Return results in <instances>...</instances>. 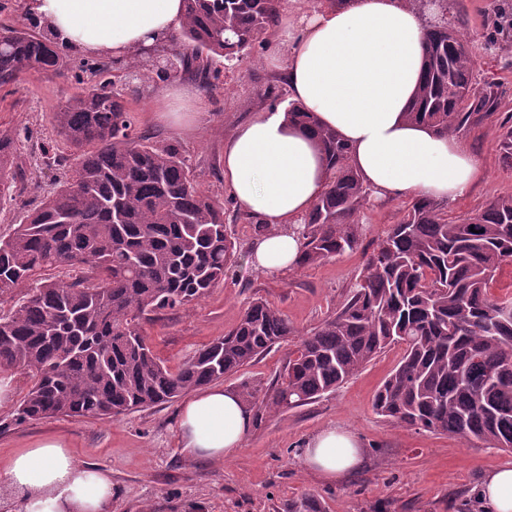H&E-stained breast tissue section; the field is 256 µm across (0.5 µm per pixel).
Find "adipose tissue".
<instances>
[{
	"instance_id": "obj_1",
	"label": "adipose tissue",
	"mask_w": 512,
	"mask_h": 512,
	"mask_svg": "<svg viewBox=\"0 0 512 512\" xmlns=\"http://www.w3.org/2000/svg\"><path fill=\"white\" fill-rule=\"evenodd\" d=\"M29 16L64 48L83 56L125 59L165 42L180 28L183 0H26ZM292 50L286 67L291 102L314 113L350 148V162L375 195L455 201L486 177L481 157L458 137L410 122L425 59L426 28L408 0H321L283 29ZM327 171L313 137L280 110L259 112L224 143V186L269 227L255 241L257 269L296 266L298 220L323 195ZM252 424L239 395L202 390L179 410L183 448L199 458L232 456ZM351 432L328 428L307 442L302 460L327 482L364 460ZM18 496L16 512H112V480L78 464L63 442L46 439L17 453L0 483ZM486 512H512V467L483 476Z\"/></svg>"
}]
</instances>
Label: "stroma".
<instances>
[{
    "label": "stroma",
    "mask_w": 512,
    "mask_h": 512,
    "mask_svg": "<svg viewBox=\"0 0 512 512\" xmlns=\"http://www.w3.org/2000/svg\"><path fill=\"white\" fill-rule=\"evenodd\" d=\"M459 3L478 80L493 79L512 87V40L489 50L482 38L490 22L489 0ZM264 41L263 50L228 63L215 88L201 93L202 109L189 126L160 118L156 106L163 84H149L143 94L126 98L138 129L181 146L200 189L223 204L227 232L239 252L238 264L205 297L145 324L149 342L173 368L223 336L256 298L282 311L297 330L290 345L297 344L300 335L334 312L366 256L404 215L406 199L371 198L361 210L360 244L354 251L277 275L255 268L250 252L255 225L224 187L222 156L224 141L235 126L268 109L266 87L276 86L282 94L287 91L282 69L269 66L267 60L275 56L287 61L291 48L276 27ZM85 88L77 80L32 70L19 84L0 90V134L16 137L26 173L14 201L0 207V238L12 235L43 192L63 178V171L44 167L41 147L57 139L55 112ZM510 120L512 96L464 134V143L482 157L487 178L467 197L449 203L448 213L455 221L469 219L494 198L512 196V171L504 168L497 146L500 124ZM401 353L397 346L388 349L335 392L284 414L256 419L243 447L221 461L184 453L176 401L111 419L64 417L16 423L14 409L30 385L29 375L16 370L12 396L0 403V469L18 450L43 435L56 434L79 463L110 472L112 512H288L289 503L307 495L318 498L321 512H462L465 503L476 499L483 473L512 465V453L420 432L377 415L373 395ZM287 354V347L271 351L225 376L220 384L234 391L245 381L269 386ZM332 426L353 432L367 456L347 480L331 485L306 470L301 456L311 437Z\"/></svg>",
    "instance_id": "obj_1"
}]
</instances>
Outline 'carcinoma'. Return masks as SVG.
<instances>
[{
	"label": "carcinoma",
	"instance_id": "carcinoma-1",
	"mask_svg": "<svg viewBox=\"0 0 512 512\" xmlns=\"http://www.w3.org/2000/svg\"><path fill=\"white\" fill-rule=\"evenodd\" d=\"M185 20L168 48L179 71L204 91L222 58L263 48L285 0H184ZM427 19L425 67L407 118L459 135L498 111L500 82L476 88V58L461 31L456 0H411ZM512 27L493 24L495 47ZM0 88L27 71L94 82L55 112L57 133L74 149L72 175L0 239V295L29 289L0 314V370L31 373L16 420L118 417L173 401L238 372L295 335L275 306L258 300L237 324L175 371L143 330L152 313L204 297L238 259L224 206L204 194L181 147L136 128L124 93L102 80L110 59L65 56L49 30L0 27ZM288 117L316 139L326 191L300 221L297 266L357 248L358 214L371 196L336 131L295 104ZM512 170V125L497 135ZM25 178L14 137L0 135V206ZM476 232H471V229ZM512 261V197H498L462 223L435 199L411 201L366 259L338 308L306 334L275 383L244 382L245 401L266 413L303 406L357 374L387 347L403 355L373 398L385 419L512 450V297L490 293ZM70 276L55 280L48 271Z\"/></svg>",
	"mask_w": 512,
	"mask_h": 512
}]
</instances>
